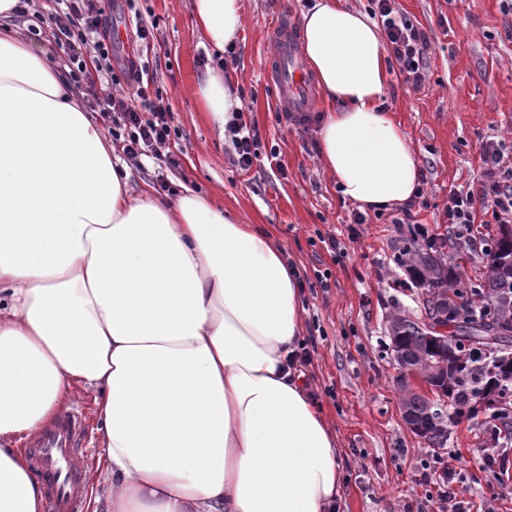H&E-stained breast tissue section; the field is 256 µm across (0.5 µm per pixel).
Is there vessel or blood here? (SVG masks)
<instances>
[{
    "instance_id": "vessel-or-blood-1",
    "label": "vessel or blood",
    "mask_w": 512,
    "mask_h": 512,
    "mask_svg": "<svg viewBox=\"0 0 512 512\" xmlns=\"http://www.w3.org/2000/svg\"><path fill=\"white\" fill-rule=\"evenodd\" d=\"M267 77L281 111L302 117L312 110L314 83L305 70L291 26H276L269 39ZM84 424L78 410H66L48 422L28 442V452L41 477L50 512H79L86 495L83 472L71 463L83 446Z\"/></svg>"
}]
</instances>
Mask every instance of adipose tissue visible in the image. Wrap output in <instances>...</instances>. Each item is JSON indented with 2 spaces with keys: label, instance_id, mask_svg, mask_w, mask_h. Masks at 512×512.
Here are the masks:
<instances>
[{
  "label": "adipose tissue",
  "instance_id": "ef3b65f1",
  "mask_svg": "<svg viewBox=\"0 0 512 512\" xmlns=\"http://www.w3.org/2000/svg\"><path fill=\"white\" fill-rule=\"evenodd\" d=\"M206 43L242 26L241 0H193ZM0 0V512H44L21 445L74 391L101 440L90 480L108 512H333L336 436L299 369L303 295L272 235L211 197L132 195L60 67ZM302 49L333 105L318 159L343 199L381 211L420 181L383 104L376 23L314 0ZM197 94L225 125L240 100L208 70Z\"/></svg>",
  "mask_w": 512,
  "mask_h": 512
}]
</instances>
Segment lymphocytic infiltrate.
Returning <instances> with one entry per match:
<instances>
[{
	"label": "lymphocytic infiltrate",
	"mask_w": 512,
	"mask_h": 512,
	"mask_svg": "<svg viewBox=\"0 0 512 512\" xmlns=\"http://www.w3.org/2000/svg\"><path fill=\"white\" fill-rule=\"evenodd\" d=\"M371 3L404 84L420 89L428 69L430 41L426 32L400 12L396 0ZM47 27L68 54L72 81L86 87L89 106L103 113L109 122L108 132L123 153L132 158L154 156L170 144L176 130L157 72L140 53L130 55L123 67L113 68L111 25L100 0H55ZM103 80L113 91L101 96L95 85ZM482 212L491 213L495 223H512V157L505 155L497 142L482 143L476 180L467 190L450 191L444 207L447 223L462 226L474 246L484 240L474 227Z\"/></svg>",
	"instance_id": "obj_1"
}]
</instances>
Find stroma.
<instances>
[{"mask_svg":"<svg viewBox=\"0 0 512 512\" xmlns=\"http://www.w3.org/2000/svg\"><path fill=\"white\" fill-rule=\"evenodd\" d=\"M193 0H103L118 30L112 55L120 66L136 47L135 14L155 22L149 57L178 131L168 152L177 164L159 168L155 159L129 160L130 188L156 187L164 175L175 194L207 193L246 223L270 228L306 285L304 321L311 357L305 371L312 394L331 423L341 449L345 480L336 512H403L435 496L418 471H437L452 461L459 497L469 512H512V499L494 501L484 474L472 468L474 452L490 447L484 414L467 415L448 427L442 447L412 434L402 418V382L388 333L393 314L415 322L426 318L421 288H403L409 274L397 255L408 246L386 219L361 225L357 239L346 230L357 206L344 200L317 162L318 131L327 110L316 101L306 124L287 122L266 78L268 38L281 18L300 25L312 0H242L236 53L224 59V82L255 126L261 158L241 170L231 140L212 121L197 85L215 64L195 25ZM400 9L430 40V67L419 91L392 73L385 106L410 141L429 204L416 219L430 236L446 240L443 206L452 189L472 185L480 141L512 150V14L500 0H398ZM277 149L276 163L266 159ZM338 235L339 253L320 243ZM329 271V288L314 284ZM85 418L87 449L79 463L94 471L100 455L98 420L91 396L78 392L64 403Z\"/></svg>","mask_w":512,"mask_h":512,"instance_id":"stroma-1","label":"stroma"}]
</instances>
